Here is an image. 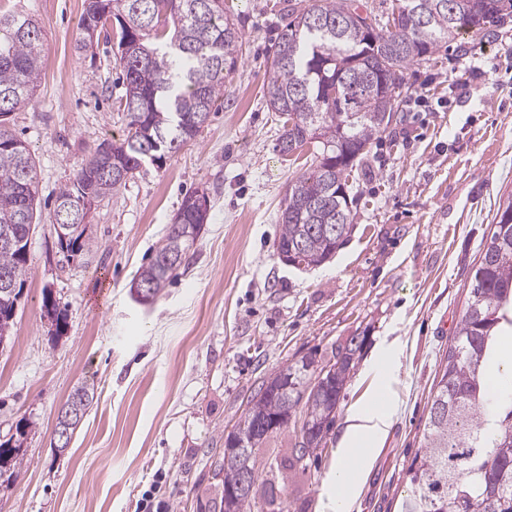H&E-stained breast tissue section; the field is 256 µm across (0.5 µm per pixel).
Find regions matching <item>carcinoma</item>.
<instances>
[{"mask_svg": "<svg viewBox=\"0 0 512 512\" xmlns=\"http://www.w3.org/2000/svg\"><path fill=\"white\" fill-rule=\"evenodd\" d=\"M512 16V0H400L386 16L359 0H308L288 5L287 22L274 40L265 97L285 118L279 151L312 150L309 168L289 186L278 216V253L330 260L344 244L352 222L349 177L354 162L375 136L387 130L408 92L406 71L427 60L442 43L462 33L491 37V23ZM120 25L117 49L125 72L120 106L128 117L119 142L105 140L77 168L57 197L52 224L86 216L80 202L111 196L137 173L160 167L172 154L196 141L203 122L226 96L224 74L243 56L238 24L224 14V0H85L74 49L91 44V31ZM42 23L23 13L0 12V231L28 237L39 223L37 170L26 142L12 133L11 112L32 100L41 75ZM196 193L183 199L168 225L158 254L142 268L137 283L157 297L179 266L159 259L168 251L182 260L198 240L200 213ZM497 222L472 271L466 308L457 324L429 408L422 451L406 471L407 494L399 512H512V398H487L486 379L493 348L512 328V196L498 209ZM59 251L77 260L94 246L78 234ZM27 244L0 246V275L16 293L0 292V343L9 342L29 273ZM55 337L67 329L58 304L43 298ZM364 340L332 350L337 370L326 389L308 391L307 374L295 373L288 391L272 397L258 389L254 412L276 415L283 408L306 424L337 412L340 398L358 364ZM83 410L96 389L76 386ZM281 433L254 431L246 437L254 474L253 498L242 512H257V501L283 512L277 486L288 479L300 436L290 455L272 469L256 449ZM20 448L0 443V477L18 475Z\"/></svg>", "mask_w": 512, "mask_h": 512, "instance_id": "obj_1", "label": "carcinoma"}]
</instances>
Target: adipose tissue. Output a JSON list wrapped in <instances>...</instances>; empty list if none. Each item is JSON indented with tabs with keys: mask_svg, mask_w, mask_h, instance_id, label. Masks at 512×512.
<instances>
[{
	"mask_svg": "<svg viewBox=\"0 0 512 512\" xmlns=\"http://www.w3.org/2000/svg\"><path fill=\"white\" fill-rule=\"evenodd\" d=\"M393 414V405L385 403L363 405L350 416L340 442V464L328 481L336 512H350V504L360 490L354 471L369 464L371 454L385 434Z\"/></svg>",
	"mask_w": 512,
	"mask_h": 512,
	"instance_id": "obj_1",
	"label": "adipose tissue"
}]
</instances>
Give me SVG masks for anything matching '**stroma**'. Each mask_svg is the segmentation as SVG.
<instances>
[{
	"label": "stroma",
	"instance_id": "35a3bbf8",
	"mask_svg": "<svg viewBox=\"0 0 512 512\" xmlns=\"http://www.w3.org/2000/svg\"><path fill=\"white\" fill-rule=\"evenodd\" d=\"M225 4L245 42L227 99L194 144L94 206L95 246L71 262L56 248L54 198L102 141L126 134L117 43L75 52L84 0H0L44 30L40 85L9 118L36 161L42 217L11 342L0 349V442L33 424L22 472L0 479V512H135L158 472L170 512H220L212 474L250 395L282 365L310 352L330 358L353 336L363 351L327 445L280 497L289 512H334L327 482L347 418L379 397L395 414L351 512H398L472 269L512 195V17L495 37L464 35L408 70L395 121L353 167L348 240L300 270L277 255V217L306 165L279 152L283 119L263 98L285 2ZM464 53L480 73L460 67ZM196 191L210 210L195 246L156 300L138 301L139 270ZM48 291L67 314L59 338L42 313ZM387 344L373 377L366 366ZM85 381L96 398L57 451L58 411Z\"/></svg>",
	"mask_w": 512,
	"mask_h": 512
}]
</instances>
